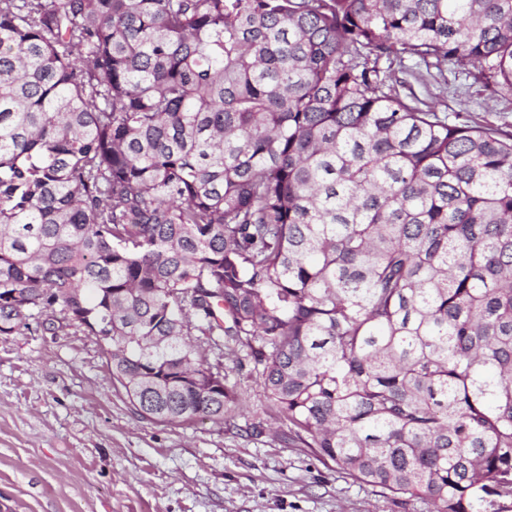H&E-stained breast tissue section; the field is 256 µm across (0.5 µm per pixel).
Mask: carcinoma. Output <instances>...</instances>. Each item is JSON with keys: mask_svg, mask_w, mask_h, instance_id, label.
Segmentation results:
<instances>
[{"mask_svg": "<svg viewBox=\"0 0 512 512\" xmlns=\"http://www.w3.org/2000/svg\"><path fill=\"white\" fill-rule=\"evenodd\" d=\"M406 57L512 92V0H0V335H112L167 423L224 422L192 337H227L284 444L512 497V134L401 95Z\"/></svg>", "mask_w": 512, "mask_h": 512, "instance_id": "obj_1", "label": "carcinoma"}]
</instances>
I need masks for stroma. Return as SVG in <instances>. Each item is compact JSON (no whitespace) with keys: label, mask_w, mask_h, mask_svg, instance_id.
Masks as SVG:
<instances>
[{"label":"stroma","mask_w":512,"mask_h":512,"mask_svg":"<svg viewBox=\"0 0 512 512\" xmlns=\"http://www.w3.org/2000/svg\"><path fill=\"white\" fill-rule=\"evenodd\" d=\"M398 77L449 121L512 132V94L466 66L408 58ZM233 348L207 352L237 393L223 423L169 424L136 411L107 344L84 327L42 319L0 335V512H429L283 445L257 372Z\"/></svg>","instance_id":"1"}]
</instances>
